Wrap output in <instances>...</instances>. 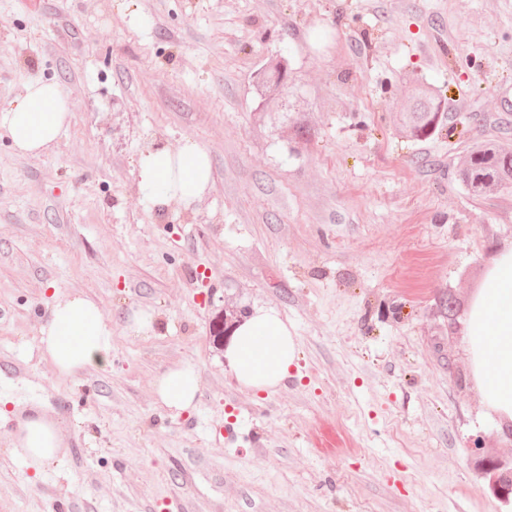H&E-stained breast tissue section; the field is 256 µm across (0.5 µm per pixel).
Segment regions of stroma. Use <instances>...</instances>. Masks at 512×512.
<instances>
[{
	"label": "stroma",
	"instance_id": "obj_1",
	"mask_svg": "<svg viewBox=\"0 0 512 512\" xmlns=\"http://www.w3.org/2000/svg\"><path fill=\"white\" fill-rule=\"evenodd\" d=\"M275 59L288 111L264 114ZM35 77L72 118L39 157L0 137V405L46 404L67 448L37 476L1 427L0 512H512L468 449L507 440L464 336L512 188L456 175L475 142L512 147V0H0V106ZM415 81L444 96L425 140L396 121ZM187 139L211 189L147 212L140 154ZM56 289L99 300L111 368L41 358ZM232 300L298 339L273 393L213 346ZM141 308L156 334L128 332ZM182 363L202 386L172 417L153 384Z\"/></svg>",
	"mask_w": 512,
	"mask_h": 512
}]
</instances>
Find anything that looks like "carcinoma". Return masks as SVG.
Wrapping results in <instances>:
<instances>
[{"mask_svg":"<svg viewBox=\"0 0 512 512\" xmlns=\"http://www.w3.org/2000/svg\"><path fill=\"white\" fill-rule=\"evenodd\" d=\"M287 62L277 64L270 73H263L259 83L269 92L280 83ZM411 105L401 113L402 126L415 139H427L444 128V113L441 112L442 99L426 86L415 83L410 89ZM458 178L468 191L481 197L491 190L512 186V149L505 148L495 141L475 144L469 151L468 160L458 170Z\"/></svg>","mask_w":512,"mask_h":512,"instance_id":"1","label":"carcinoma"}]
</instances>
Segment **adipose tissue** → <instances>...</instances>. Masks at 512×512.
Returning <instances> with one entry per match:
<instances>
[{
  "instance_id": "ef3b65f1",
  "label": "adipose tissue",
  "mask_w": 512,
  "mask_h": 512,
  "mask_svg": "<svg viewBox=\"0 0 512 512\" xmlns=\"http://www.w3.org/2000/svg\"><path fill=\"white\" fill-rule=\"evenodd\" d=\"M71 118L62 88L40 78L0 108V134L21 156H37L56 142ZM139 186L147 209L188 204L212 185V161L205 147L185 140L178 150L156 145L138 162ZM475 379L489 413L512 418V244L490 260L465 323ZM39 348L57 372L74 376L112 364V326L98 300L77 291L54 294L39 331ZM224 357L244 387L274 392L298 360L295 336L280 315L257 310L235 331ZM202 377L186 363L156 377L154 393L168 410H189ZM11 447L34 473L57 461L65 446L57 417L36 402H17Z\"/></svg>"
}]
</instances>
